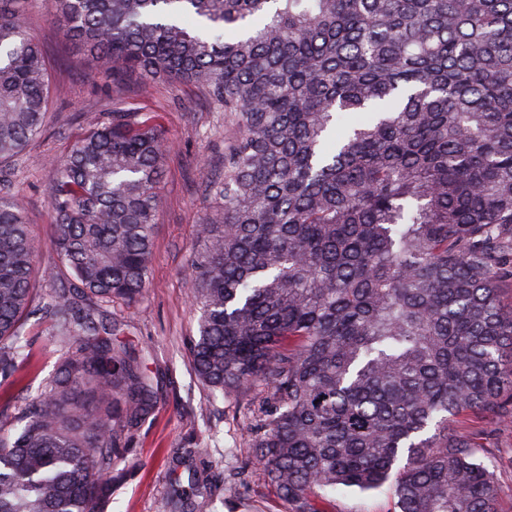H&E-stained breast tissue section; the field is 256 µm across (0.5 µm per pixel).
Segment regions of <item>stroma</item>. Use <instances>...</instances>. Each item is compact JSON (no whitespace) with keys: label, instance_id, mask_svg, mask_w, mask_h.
Segmentation results:
<instances>
[{"label":"stroma","instance_id":"1","mask_svg":"<svg viewBox=\"0 0 512 512\" xmlns=\"http://www.w3.org/2000/svg\"><path fill=\"white\" fill-rule=\"evenodd\" d=\"M26 24L44 47L53 67L54 111L45 134L5 166L7 185L19 191L35 233L48 236L52 221L49 187L57 164L89 124L130 102L160 115L171 144L161 183L162 204L154 233L150 287L124 317L127 343L147 351L158 383L155 407L128 443L126 478L116 482L106 512H161L175 479L196 473L199 481L224 493L223 512H286L285 504L249 463L244 424L261 396L251 391L212 401L197 380L187 344L197 333V315L186 288V276L198 243L196 228L213 215L205 184L224 155V115L199 99L190 84L164 83L150 96L136 94L134 81L119 83L99 75L84 51L66 42L48 14L45 0H28ZM30 358L15 382L0 387V424L51 375L60 351L50 322L30 318ZM457 430L470 434L479 457L496 472L503 493L499 512H512V426L490 415L465 414ZM208 448V459L178 462L179 448ZM328 512H395L386 490L338 491Z\"/></svg>","mask_w":512,"mask_h":512}]
</instances>
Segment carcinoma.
Returning <instances> with one entry per match:
<instances>
[{
  "mask_svg": "<svg viewBox=\"0 0 512 512\" xmlns=\"http://www.w3.org/2000/svg\"><path fill=\"white\" fill-rule=\"evenodd\" d=\"M119 81H188L236 135L207 187L188 352L216 400L256 388L249 456L288 512L387 488L397 512H498L463 413L512 424V0H47ZM49 62L0 0V164L38 138ZM168 157L159 114L114 106L50 187L49 239L0 189V386L29 317L62 348L0 430V512H105L152 413L144 352L105 307L145 290ZM69 286L34 288L45 246ZM191 476L162 512L190 496Z\"/></svg>",
  "mask_w": 512,
  "mask_h": 512,
  "instance_id": "carcinoma-1",
  "label": "carcinoma"
}]
</instances>
